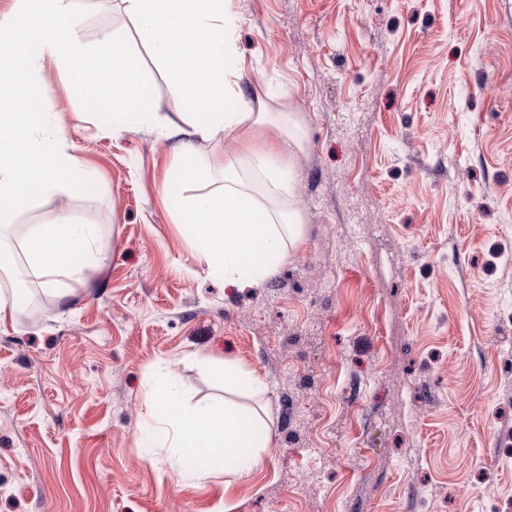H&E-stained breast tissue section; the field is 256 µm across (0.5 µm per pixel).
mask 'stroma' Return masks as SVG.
<instances>
[{
    "mask_svg": "<svg viewBox=\"0 0 512 512\" xmlns=\"http://www.w3.org/2000/svg\"><path fill=\"white\" fill-rule=\"evenodd\" d=\"M246 97L298 113L305 241L261 288L208 275L164 197L173 146L116 133L43 63L59 150L93 189L60 212L99 252L64 300L0 325V512H507L512 507V0H233ZM118 35L158 119L192 111L121 0H89L83 44ZM267 384L253 480L187 478L147 446L171 374L222 401L202 360ZM474 495L459 497L460 483Z\"/></svg>",
    "mask_w": 512,
    "mask_h": 512,
    "instance_id": "obj_1",
    "label": "stroma"
}]
</instances>
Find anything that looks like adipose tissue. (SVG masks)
Returning a JSON list of instances; mask_svg holds the SVG:
<instances>
[{"label": "adipose tissue", "mask_w": 512, "mask_h": 512, "mask_svg": "<svg viewBox=\"0 0 512 512\" xmlns=\"http://www.w3.org/2000/svg\"><path fill=\"white\" fill-rule=\"evenodd\" d=\"M123 3L169 80L196 105L180 122L159 121L145 111L153 88L133 77L116 35H104L103 54L86 53L80 42L86 0H25L22 10L0 16V34L20 37L23 45L19 52H0V322L19 306L20 274L63 298L64 281H79L95 253V226L66 214L31 226L19 249L3 241L5 217L57 188L80 192L90 178L77 160L57 153L56 139L43 134L47 114L29 106L46 94L40 71L47 57L69 73L71 96L87 111L109 112L114 130L147 124L158 140L173 143L170 183L193 181L204 190L170 195L169 204L208 274L231 286L259 287L304 242L291 158L304 146L305 129L297 113L270 112L264 102L246 99L239 85L233 0ZM263 129L273 130L276 140L263 149L244 148ZM217 140L236 148L235 159L200 165L195 143ZM206 369L223 381L226 399L191 404L173 377L161 378L147 394L156 423L152 440L180 457L207 454L223 465L230 486L261 469L271 445L273 421L262 402L267 385L232 360L207 363Z\"/></svg>", "instance_id": "obj_1"}]
</instances>
